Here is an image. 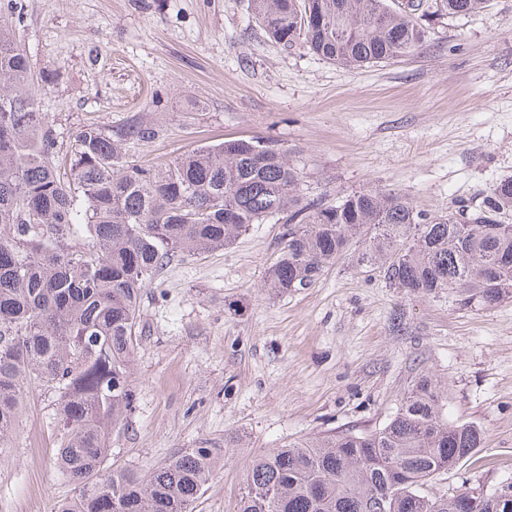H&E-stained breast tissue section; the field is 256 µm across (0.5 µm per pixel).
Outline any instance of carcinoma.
Instances as JSON below:
<instances>
[{
  "label": "carcinoma",
  "instance_id": "cac0c4a2",
  "mask_svg": "<svg viewBox=\"0 0 512 512\" xmlns=\"http://www.w3.org/2000/svg\"><path fill=\"white\" fill-rule=\"evenodd\" d=\"M424 0H251L275 42L303 41L350 68L405 57L425 38ZM466 15L487 0H443ZM0 16V458L27 386L57 395L63 440L57 469L73 497L57 512H193L215 452L190 448L144 473L102 469L112 428L133 410L131 363L144 288L175 257L229 246L252 224L286 215L288 229L265 287H312L349 250L393 288L460 304L512 297V178L484 208L428 216L403 195L357 191L307 201L288 152L230 139L202 145L161 168L130 164L127 148L159 136L133 119L112 132L77 129L63 151L38 111L27 54ZM480 429L451 424L443 386L422 375L381 429L274 448L247 473L237 512H512V483L476 510L466 490L437 495L435 477L469 460Z\"/></svg>",
  "mask_w": 512,
  "mask_h": 512
}]
</instances>
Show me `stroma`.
Wrapping results in <instances>:
<instances>
[{
  "label": "stroma",
  "mask_w": 512,
  "mask_h": 512,
  "mask_svg": "<svg viewBox=\"0 0 512 512\" xmlns=\"http://www.w3.org/2000/svg\"><path fill=\"white\" fill-rule=\"evenodd\" d=\"M249 0H21L14 33L40 112L60 143L135 118L160 129L141 165L226 139L287 149L304 198L395 191L431 215L481 208L512 177V0L449 16L429 0L414 53L358 69L285 47ZM284 231L271 219L229 247L173 260L146 288L132 415L103 468L147 469L189 448L217 467L194 512H236L254 457L342 431L382 428L423 374L448 420L482 443L435 489L512 482V299L462 306L408 295L345 256L284 296L262 283ZM56 396L31 386L0 461V512H55L71 498L56 457Z\"/></svg>",
  "instance_id": "obj_1"
}]
</instances>
